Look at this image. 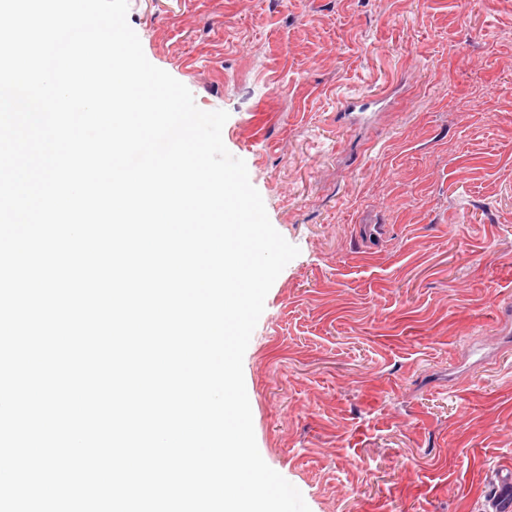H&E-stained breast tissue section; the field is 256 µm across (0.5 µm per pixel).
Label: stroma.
Returning <instances> with one entry per match:
<instances>
[{"label":"stroma","mask_w":512,"mask_h":512,"mask_svg":"<svg viewBox=\"0 0 512 512\" xmlns=\"http://www.w3.org/2000/svg\"><path fill=\"white\" fill-rule=\"evenodd\" d=\"M300 253L243 361L310 512H483L512 458V0H129Z\"/></svg>","instance_id":"obj_1"}]
</instances>
